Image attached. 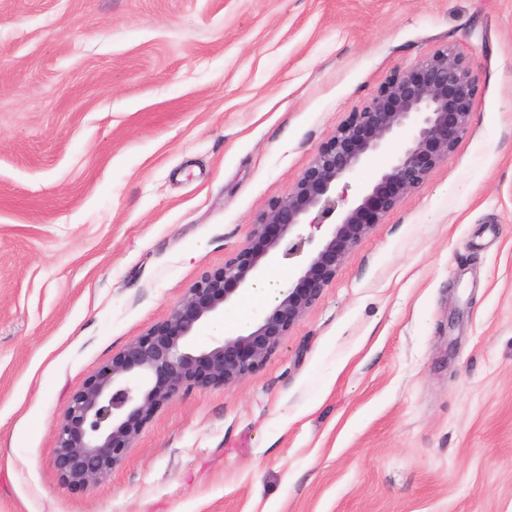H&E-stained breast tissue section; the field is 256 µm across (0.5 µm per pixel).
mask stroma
Wrapping results in <instances>:
<instances>
[{"label":"stroma","mask_w":512,"mask_h":512,"mask_svg":"<svg viewBox=\"0 0 512 512\" xmlns=\"http://www.w3.org/2000/svg\"><path fill=\"white\" fill-rule=\"evenodd\" d=\"M449 46L447 161L265 364L62 483L66 402ZM0 512H512V0H0Z\"/></svg>","instance_id":"1"}]
</instances>
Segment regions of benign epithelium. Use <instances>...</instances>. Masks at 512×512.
<instances>
[{"mask_svg": "<svg viewBox=\"0 0 512 512\" xmlns=\"http://www.w3.org/2000/svg\"><path fill=\"white\" fill-rule=\"evenodd\" d=\"M478 75L453 48L396 70L374 97L349 113L286 197L251 224L224 266L188 289L168 318L133 340L74 394L60 413L55 464L71 486L104 479L150 415L195 385L232 386L262 366L306 315L351 252L383 217L448 160L467 129ZM389 164L349 194L371 159ZM312 245L294 280L255 321L199 350L201 325L224 315L240 290L266 280L279 258Z\"/></svg>", "mask_w": 512, "mask_h": 512, "instance_id": "7a95c632", "label": "benign epithelium"}]
</instances>
